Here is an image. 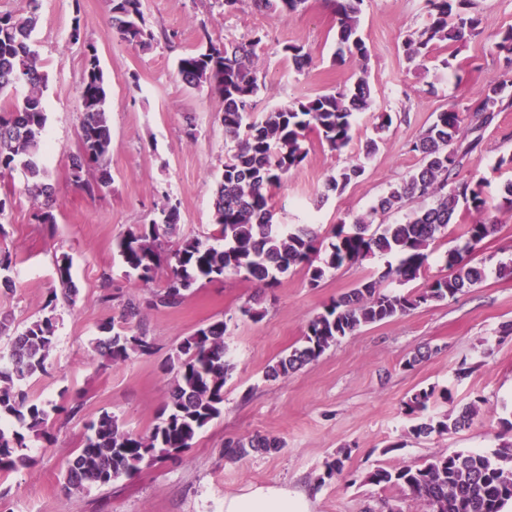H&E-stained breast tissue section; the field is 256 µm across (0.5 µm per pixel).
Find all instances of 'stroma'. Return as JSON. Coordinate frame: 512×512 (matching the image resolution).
<instances>
[{
	"mask_svg": "<svg viewBox=\"0 0 512 512\" xmlns=\"http://www.w3.org/2000/svg\"><path fill=\"white\" fill-rule=\"evenodd\" d=\"M211 3L144 0L146 22L155 34L153 48L144 51L113 35L108 0H41L32 40L49 75L43 90L49 143L43 165L55 187L56 222L34 220L25 178L15 174L13 204L0 225L5 229L0 252L16 259L10 272L14 285L0 287V313L17 329L41 315L57 286L55 259L63 254L73 261L78 292L73 303H57L56 347L46 373L29 383L33 397L48 410L51 440L35 443L33 465L0 474V512H225L231 499L270 486L304 499L308 512H425L402 488L370 483L369 473L454 452L490 454L512 442V432L502 425L512 416V334L503 332L512 324V279L494 273L499 263L512 259V210L499 206V189L512 180V168L495 166L499 156L512 154V108L483 131L460 170L461 178L487 181L488 201L496 209L498 230L474 254L486 279L447 301L361 326L287 378L268 380V364L302 344L309 320L360 280L378 276L384 257L375 254L327 271L315 287L300 268L271 288L239 276L206 281L178 307L157 309L148 306L150 288L124 266L116 243L135 225L158 218L168 197L178 204L180 235L203 239L213 232L215 181L232 144L224 136L219 99L208 89L187 88L175 69L176 58L197 46L200 25L223 43L261 35L260 112L349 82L359 63L351 57L335 63L336 17L324 0H308L306 10L289 16L258 12L251 0H240L226 14ZM477 4L484 39L439 46L416 63L407 61L403 42L423 23L424 0H364L360 34L369 49L368 80L376 107L390 112L392 124L379 132L370 113L361 114L350 146L341 153L309 134L306 160L274 192L278 223L309 224L321 239H329L333 224L367 213L390 185L414 171L419 156L409 147L435 113L478 100L498 80L503 60L491 52L490 40L512 26V0ZM76 23L82 40L75 44L69 35ZM88 42L98 50L112 100V188L95 196L68 178L78 144ZM287 43L304 46L313 59L309 69L295 71L281 51ZM372 138L379 149L364 175L342 194L321 199L326 179ZM459 234V225H449L429 246L420 279L399 286V293L445 276L443 257ZM107 290L142 301L140 327L150 353L117 364L93 359L98 325L119 311L117 302L103 301ZM256 294L265 308L257 322L241 313ZM218 319L228 323L225 341L233 364L223 415L197 436L182 461L143 468L100 490L66 492L63 474L83 445L87 424L109 412L125 430L149 433L167 400V358L185 336ZM423 346L429 355L413 361ZM430 387L450 390L452 398H434L428 416L456 415L473 402L477 410L469 426L414 435L416 420L405 404L414 392ZM60 404L77 411L57 412ZM258 433L279 439L281 450L225 458V441ZM336 457L344 463L342 475L325 478L326 462Z\"/></svg>",
	"mask_w": 512,
	"mask_h": 512,
	"instance_id": "35a3bbf8",
	"label": "stroma"
}]
</instances>
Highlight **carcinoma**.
Listing matches in <instances>:
<instances>
[{
    "label": "carcinoma",
    "instance_id": "1",
    "mask_svg": "<svg viewBox=\"0 0 512 512\" xmlns=\"http://www.w3.org/2000/svg\"><path fill=\"white\" fill-rule=\"evenodd\" d=\"M336 15L335 62L351 55L361 63V76L351 84L291 104L254 114L260 91L258 50L262 38L221 43L213 40L206 22H200L198 46L178 57L176 67L190 89L206 87L219 97L224 112L225 137L235 143L224 159L217 181L212 221L216 232L206 240L182 237L171 249L164 241L176 235L179 210L165 197L160 220L138 224L117 243L119 256L138 280L149 284L162 264L169 274L165 285L151 292L154 308H175L202 282L228 274L240 275L267 286L289 270H307L309 283L318 285L328 268L348 266L372 254L390 256L394 262L376 278L364 279L340 295L307 325L302 347L267 367L276 380L320 357L339 338L359 327L387 321L421 304L455 297L482 281L484 268L472 264L476 248L497 230L488 220L490 205L483 182L459 178L463 160L482 139L481 131L498 113L512 107V26L499 32L491 50L504 58L502 79L483 96L463 108L438 112L411 150L420 154L418 167L403 182L390 186L371 211L345 230L341 221L332 229V241H323L307 224L288 227L276 222L271 190L307 157L308 133L315 131L332 152L344 151L353 139L357 115L371 108L372 90L366 78L368 47L359 33L363 0H325ZM308 0H253L260 11L295 14ZM112 30L130 45L152 48L155 36L147 26L142 0H109ZM426 20L403 43L408 61L425 59L439 43L463 44L483 37L477 0H425ZM40 0H27L25 12L0 13V182L17 170L26 178L33 201L44 198L36 214L43 224L56 222L51 210L53 187L45 182L42 147L48 115L42 91L48 74L30 41L36 27ZM282 52L298 71L309 68L304 46L287 43ZM112 110L108 81L96 46L84 45V69L80 84L78 152L71 157V178L88 195L111 187L108 170L112 150ZM365 172L360 160L340 168L325 182L326 194H342ZM433 199L429 207L413 210L397 224L374 225L379 213L401 210L415 199ZM469 222L463 225L458 245L444 256L449 273L427 283L418 293L405 295L390 290L394 283L412 281L428 259L426 250L438 235L454 224L460 208ZM321 264H316V261ZM56 279L67 301L76 297L72 260L66 254L55 261ZM140 302L132 296L120 303V323L110 320L98 326L92 339L94 356L109 363L128 360L146 352L144 333L134 332ZM58 318L54 311L30 321L13 336L10 348L0 353V472L7 473L32 462V443L47 436L48 417L43 405L29 398V382L47 370L57 342ZM228 324L217 320L197 328L169 357L173 373L168 400L159 422L147 435L123 429L119 418L104 412L88 426L82 448L69 461L65 488L89 490L108 487L143 468L175 461L197 435L224 410V385L232 364L224 336ZM435 388L421 389L406 402L411 414L428 410ZM475 404L455 417L428 419L413 428L429 435L457 430L470 420ZM281 441L256 435L228 440L224 456L244 459L258 451H278ZM376 485H397L422 502L427 512H512V444L493 456L479 452L440 455L422 465L379 467L369 475Z\"/></svg>",
    "mask_w": 512,
    "mask_h": 512
}]
</instances>
